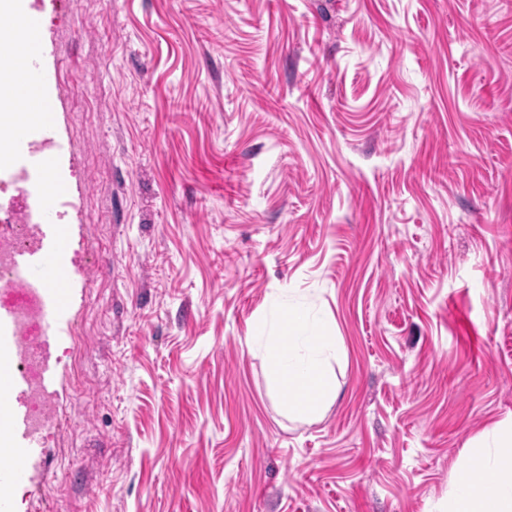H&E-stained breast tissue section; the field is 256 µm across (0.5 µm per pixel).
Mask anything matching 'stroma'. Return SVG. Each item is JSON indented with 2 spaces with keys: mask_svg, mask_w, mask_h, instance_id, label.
Instances as JSON below:
<instances>
[{
  "mask_svg": "<svg viewBox=\"0 0 512 512\" xmlns=\"http://www.w3.org/2000/svg\"><path fill=\"white\" fill-rule=\"evenodd\" d=\"M75 205L10 512H442L512 419V0H41ZM329 320L290 417L256 341ZM328 322L298 305L281 310L279 321L266 336H256L264 346L273 380L288 398L289 413L300 419L320 418L336 397V337L327 336Z\"/></svg>",
  "mask_w": 512,
  "mask_h": 512,
  "instance_id": "obj_1",
  "label": "stroma"
}]
</instances>
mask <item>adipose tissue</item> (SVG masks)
Listing matches in <instances>:
<instances>
[{
  "label": "adipose tissue",
  "instance_id": "ef3b65f1",
  "mask_svg": "<svg viewBox=\"0 0 512 512\" xmlns=\"http://www.w3.org/2000/svg\"><path fill=\"white\" fill-rule=\"evenodd\" d=\"M12 0H0V19L12 22L11 37L16 44L9 58L0 60V100L13 103L17 115L14 135H23L26 118L35 114L49 117V94L30 74L33 59L40 55V28L17 23ZM325 320L298 305L281 310L279 321L260 342L270 362L273 380L288 399L289 413L300 419L320 418L335 398L336 375L330 366L337 351L335 337ZM466 460L456 474L447 512H512V421L494 428L486 439L467 443ZM494 480H486V472Z\"/></svg>",
  "mask_w": 512,
  "mask_h": 512
}]
</instances>
